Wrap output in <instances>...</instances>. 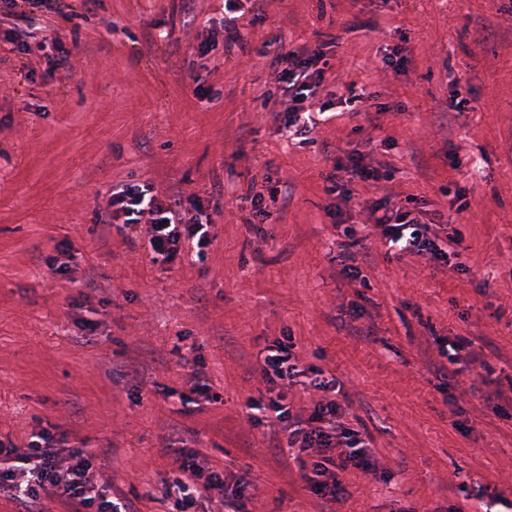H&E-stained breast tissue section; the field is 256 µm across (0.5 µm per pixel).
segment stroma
<instances>
[{"label":"stroma","instance_id":"stroma-1","mask_svg":"<svg viewBox=\"0 0 512 512\" xmlns=\"http://www.w3.org/2000/svg\"><path fill=\"white\" fill-rule=\"evenodd\" d=\"M58 4L0 0V443L24 450L45 427L107 451L108 495L140 512H172L160 478L191 452L228 488L250 481L249 512L512 502V0H256L235 41L224 0ZM318 48L325 111L302 143L281 131L269 55ZM386 48L407 65L382 69ZM353 151L385 174L355 197L465 224L463 270L394 255L346 211L328 176ZM125 183L183 196L209 226L204 257L153 260L142 227L103 238ZM258 191L254 224L239 199ZM340 218L368 256L353 284ZM287 335L372 440L375 470H347L331 503L245 418L264 348ZM459 337L485 364L450 389L436 341ZM193 371L219 401H189Z\"/></svg>","mask_w":512,"mask_h":512}]
</instances>
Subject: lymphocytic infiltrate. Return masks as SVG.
<instances>
[{
    "instance_id": "f902f5d3",
    "label": "lymphocytic infiltrate",
    "mask_w": 512,
    "mask_h": 512,
    "mask_svg": "<svg viewBox=\"0 0 512 512\" xmlns=\"http://www.w3.org/2000/svg\"><path fill=\"white\" fill-rule=\"evenodd\" d=\"M322 58L319 52L308 58L288 52L275 55L270 61L276 81L288 97L285 125L303 137L317 126L304 103L309 98L312 78L325 74L319 66ZM107 205L114 214L124 218L116 227L118 233H128L140 222H147L148 244L164 260L180 254L182 237L194 238L200 249L209 243L204 225L184 223L180 197L159 193L154 186H125L113 192ZM360 208L367 216L375 217L382 236L399 254L449 260L448 251L438 244L429 225L420 223L409 212L395 211L381 217L377 214L378 204L364 202ZM261 375L268 396L248 399V421L269 427L274 447L296 452L301 478L314 494L335 499L341 473L351 468L372 469L360 432L344 426L338 418L336 401L327 397L336 386L335 380L327 378L322 367L303 364L291 339L268 346ZM301 376L307 378L312 395L310 408L304 415L293 412L286 402L289 388ZM17 461V466L0 473V490L10 491L22 512H44L45 498L54 496L63 498L71 512H90L94 507L99 512H138L129 500L102 499L92 482L91 455L81 448L60 447L58 439L48 430L33 432ZM203 469L199 458L187 456L177 476L164 478L165 487L176 493L179 512H189L196 496L203 493L223 502L224 512H245L244 488L225 493L220 474L214 472L207 480H200Z\"/></svg>"
}]
</instances>
